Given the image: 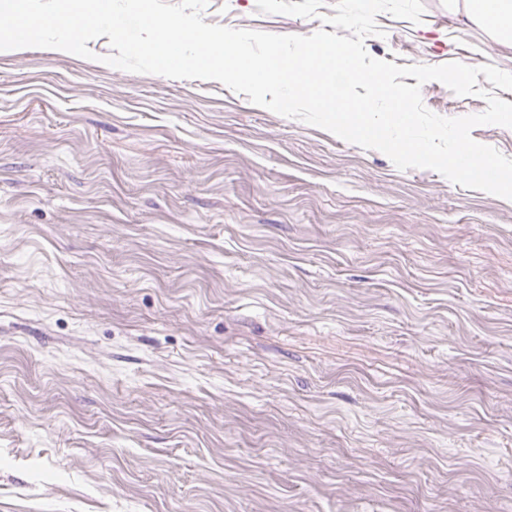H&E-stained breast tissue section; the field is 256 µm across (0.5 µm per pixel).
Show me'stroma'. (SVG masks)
I'll use <instances>...</instances> for the list:
<instances>
[{"label":"stroma","instance_id":"stroma-1","mask_svg":"<svg viewBox=\"0 0 512 512\" xmlns=\"http://www.w3.org/2000/svg\"><path fill=\"white\" fill-rule=\"evenodd\" d=\"M422 2L372 57L512 72ZM89 47L0 51V512H512V200Z\"/></svg>","mask_w":512,"mask_h":512}]
</instances>
